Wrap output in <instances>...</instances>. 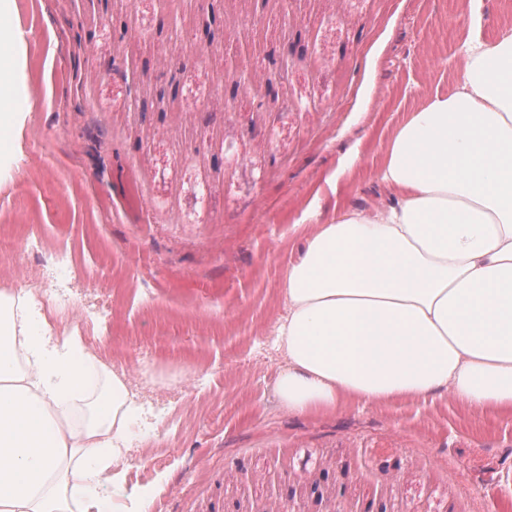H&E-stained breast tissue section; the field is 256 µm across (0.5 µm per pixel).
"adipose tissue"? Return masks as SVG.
<instances>
[{
    "mask_svg": "<svg viewBox=\"0 0 512 512\" xmlns=\"http://www.w3.org/2000/svg\"><path fill=\"white\" fill-rule=\"evenodd\" d=\"M16 13L0 0V102L17 89ZM460 72L384 144L374 177L393 202L310 213L269 329L284 413L443 396L512 413V29L464 46ZM137 413L125 372L0 291V512H105Z\"/></svg>",
    "mask_w": 512,
    "mask_h": 512,
    "instance_id": "ef3b65f1",
    "label": "adipose tissue"
}]
</instances>
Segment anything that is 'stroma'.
I'll use <instances>...</instances> for the list:
<instances>
[{
	"label": "stroma",
	"instance_id": "35a3bbf8",
	"mask_svg": "<svg viewBox=\"0 0 512 512\" xmlns=\"http://www.w3.org/2000/svg\"><path fill=\"white\" fill-rule=\"evenodd\" d=\"M29 91L0 103V226L45 244L0 256V290L53 279L140 400L169 406L129 452L152 512H487L512 501V419L450 399L289 416L266 328L308 211L389 202L369 176L424 91L453 92L460 51L512 26V0H17ZM302 39L303 59L282 65ZM133 68L135 80L116 76ZM276 76L265 102L233 91ZM138 93L144 111L129 106ZM359 156L362 174L343 168ZM72 266L58 273L55 255Z\"/></svg>",
	"mask_w": 512,
	"mask_h": 512
}]
</instances>
